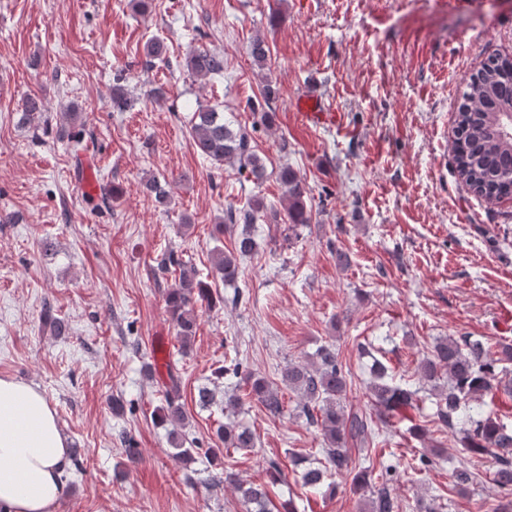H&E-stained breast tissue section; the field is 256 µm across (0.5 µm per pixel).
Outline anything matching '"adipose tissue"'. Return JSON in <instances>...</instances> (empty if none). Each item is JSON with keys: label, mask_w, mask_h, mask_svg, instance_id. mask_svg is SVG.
<instances>
[{"label": "adipose tissue", "mask_w": 512, "mask_h": 512, "mask_svg": "<svg viewBox=\"0 0 512 512\" xmlns=\"http://www.w3.org/2000/svg\"><path fill=\"white\" fill-rule=\"evenodd\" d=\"M70 463L54 410L37 389L0 377V512H57Z\"/></svg>", "instance_id": "ef3b65f1"}]
</instances>
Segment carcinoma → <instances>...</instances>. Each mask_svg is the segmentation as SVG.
Returning <instances> with one entry per match:
<instances>
[{
	"label": "carcinoma",
	"instance_id": "1",
	"mask_svg": "<svg viewBox=\"0 0 512 512\" xmlns=\"http://www.w3.org/2000/svg\"><path fill=\"white\" fill-rule=\"evenodd\" d=\"M496 59L487 60L466 80L461 102L457 108L455 128V161L459 178L475 193L489 201L512 194V134L502 127V116L512 114V72ZM187 71L196 76L224 71V59L206 50H196L186 59ZM194 147L201 156L218 164L236 159L250 167L254 179L265 175V166L250 150L248 133L234 130L224 123V117L214 109L198 108L191 127ZM281 184L287 189L286 211L293 224H307L305 191L290 167L278 172ZM263 199L255 196L246 206L227 208L224 223L216 230L224 232L226 224H241L243 231L230 253L220 252L213 260L212 277L234 281L238 276L237 258L256 249L250 227L260 219ZM211 301L209 284L198 278L196 271L184 270L168 291L167 306L177 329L181 352L187 353L196 334L195 304ZM318 361L310 364H288L282 371V381L302 400L301 413L308 425L317 428L322 436L323 458L317 465L302 470V485L312 494H324L335 489L334 476H352L355 485L370 488L369 512H399L387 483L371 485L369 470H355L348 445L365 442L372 432L373 419L346 409L350 383L332 344L317 351ZM512 345L495 349L469 336L445 337L436 341L430 354L415 368L419 387L395 382L393 369L382 360L374 359L371 379L366 384L376 419L386 422L404 409L424 403L419 392L426 389L433 398V416L443 426L464 434L463 441L472 451L489 454L495 459L493 480L501 489L512 491V427L491 416H482L473 402L497 386L512 394ZM214 374L230 380L234 388L246 386L248 395L265 410L279 416L284 413L282 395L273 388L266 376L241 371L240 363L222 366ZM165 405L160 407L161 421L173 426L183 423L185 412L180 402L179 376L169 372V383L163 392ZM241 405L240 397L231 394L223 400L222 410L228 421L219 425L217 435L222 448H209L205 455L211 465L224 463V452L230 449L251 450L256 447V435L231 420ZM247 512H271V499L263 484L237 486Z\"/></svg>",
	"mask_w": 512,
	"mask_h": 512
}]
</instances>
